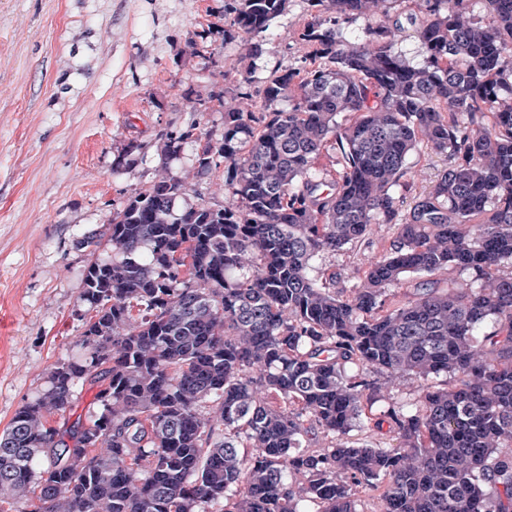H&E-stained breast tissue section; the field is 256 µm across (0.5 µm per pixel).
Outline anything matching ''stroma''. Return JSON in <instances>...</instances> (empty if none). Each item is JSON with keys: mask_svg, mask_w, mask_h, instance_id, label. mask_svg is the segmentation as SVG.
Here are the masks:
<instances>
[{"mask_svg": "<svg viewBox=\"0 0 512 512\" xmlns=\"http://www.w3.org/2000/svg\"><path fill=\"white\" fill-rule=\"evenodd\" d=\"M225 2L0 0V430L75 353L91 316L84 271L109 255L112 215L131 191L167 172L184 180V203H227L223 167L203 176L197 163L252 63L224 35ZM318 18L308 0H288L252 63L259 81L303 67L298 34ZM189 128L193 139L165 156L166 134ZM392 233L376 226L372 246L317 266L352 287Z\"/></svg>", "mask_w": 512, "mask_h": 512, "instance_id": "stroma-1", "label": "stroma"}]
</instances>
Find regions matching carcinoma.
Listing matches in <instances>:
<instances>
[{"instance_id":"carcinoma-1","label":"carcinoma","mask_w":512,"mask_h":512,"mask_svg":"<svg viewBox=\"0 0 512 512\" xmlns=\"http://www.w3.org/2000/svg\"><path fill=\"white\" fill-rule=\"evenodd\" d=\"M309 2L327 16L298 40L323 63L256 92L250 67L198 155L202 173L224 159L228 204L179 209L166 173L112 214L80 354L0 432L9 512H512V0H486L482 20L422 0L419 67L394 50L395 0ZM287 3L233 0L224 36L259 58ZM421 145L448 168L418 191ZM376 224L394 227L389 247L336 290L316 261L372 244ZM448 268L478 286L390 302ZM441 375L453 383L432 386ZM407 380L419 403L373 418ZM85 382L100 413L49 425ZM385 422L398 444L351 440Z\"/></svg>"}]
</instances>
